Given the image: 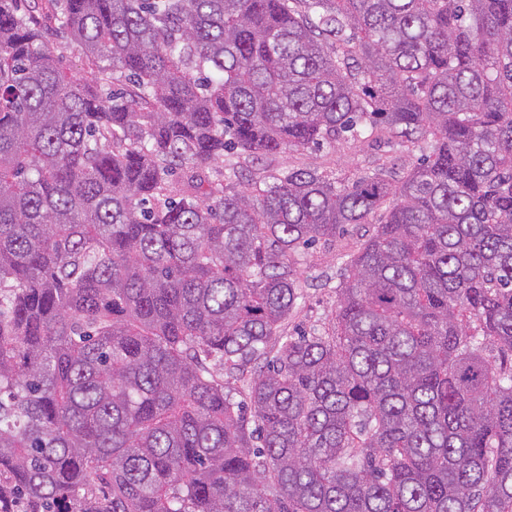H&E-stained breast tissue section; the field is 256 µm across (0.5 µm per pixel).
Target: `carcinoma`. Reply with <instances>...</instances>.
<instances>
[{
    "mask_svg": "<svg viewBox=\"0 0 512 512\" xmlns=\"http://www.w3.org/2000/svg\"><path fill=\"white\" fill-rule=\"evenodd\" d=\"M45 4L87 70L0 0V512H512V0ZM349 137L428 152L208 173ZM57 43L61 44V65L69 73L74 75L82 74L86 68V62L83 54L78 48L67 43L66 39H57ZM374 224H360L348 228L343 236L329 244L318 243L308 250L300 249L295 258L300 259L308 284L302 287V296L292 315L283 322V330L288 333L306 331L322 332L336 311V286L344 263L357 250L365 230L373 229Z\"/></svg>",
    "mask_w": 512,
    "mask_h": 512,
    "instance_id": "obj_1",
    "label": "carcinoma"
}]
</instances>
